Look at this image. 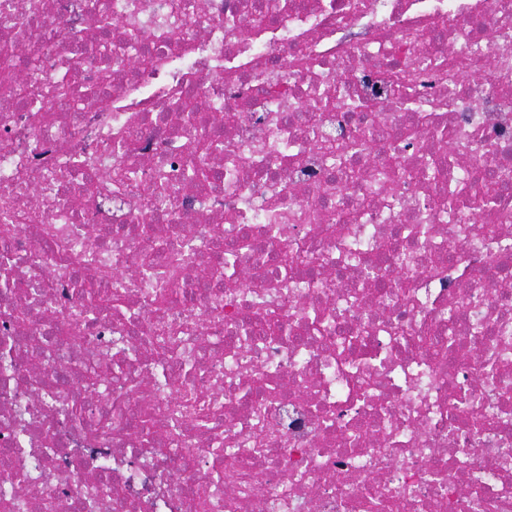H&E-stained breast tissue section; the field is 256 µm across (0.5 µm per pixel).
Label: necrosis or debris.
<instances>
[{"mask_svg": "<svg viewBox=\"0 0 512 512\" xmlns=\"http://www.w3.org/2000/svg\"><path fill=\"white\" fill-rule=\"evenodd\" d=\"M3 44L39 109L0 105V512H512V0H0ZM105 141L134 183L80 164ZM490 175L493 206H445ZM173 243L163 293L140 269ZM286 251L320 264L252 287ZM106 264L123 309L84 316L58 274ZM258 298L280 324L238 346ZM188 316L186 374L155 326ZM187 393L209 430L142 435Z\"/></svg>", "mask_w": 512, "mask_h": 512, "instance_id": "obj_1", "label": "necrosis or debris"}]
</instances>
